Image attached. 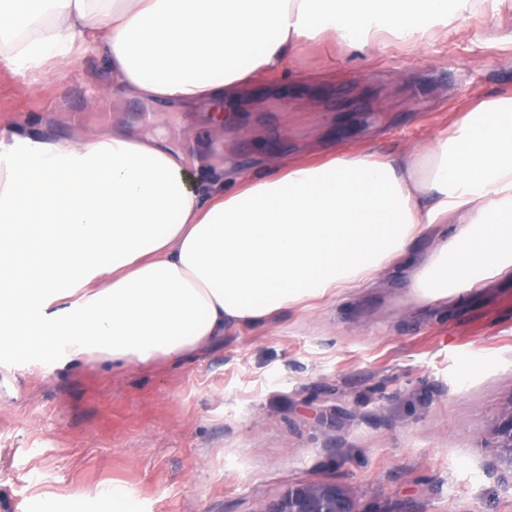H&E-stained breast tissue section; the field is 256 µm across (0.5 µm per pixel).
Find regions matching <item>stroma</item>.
<instances>
[{
	"instance_id": "35a3bbf8",
	"label": "stroma",
	"mask_w": 512,
	"mask_h": 512,
	"mask_svg": "<svg viewBox=\"0 0 512 512\" xmlns=\"http://www.w3.org/2000/svg\"><path fill=\"white\" fill-rule=\"evenodd\" d=\"M309 44L278 94L251 90L233 125L113 98L102 57L30 84L0 68V133L79 140L98 114L192 130L191 155L242 169L313 148L401 153L476 98L512 94V0H481L424 49L392 39L351 59ZM512 409V279L420 301L400 262L377 284L281 322L227 332L177 362L59 367L42 340L0 342V512H262L336 484L356 512H512L496 428Z\"/></svg>"
}]
</instances>
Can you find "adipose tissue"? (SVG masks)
<instances>
[{"mask_svg": "<svg viewBox=\"0 0 512 512\" xmlns=\"http://www.w3.org/2000/svg\"><path fill=\"white\" fill-rule=\"evenodd\" d=\"M476 0H0V64L67 76L105 54L112 90L221 128L308 43L421 49ZM31 224L49 234L28 237ZM436 224L450 236L428 251ZM401 261L429 303L512 276V96L464 106L424 152L343 149L273 172L203 168L138 128L0 137V336L60 365L178 360L232 330L371 287Z\"/></svg>", "mask_w": 512, "mask_h": 512, "instance_id": "obj_1", "label": "adipose tissue"}]
</instances>
